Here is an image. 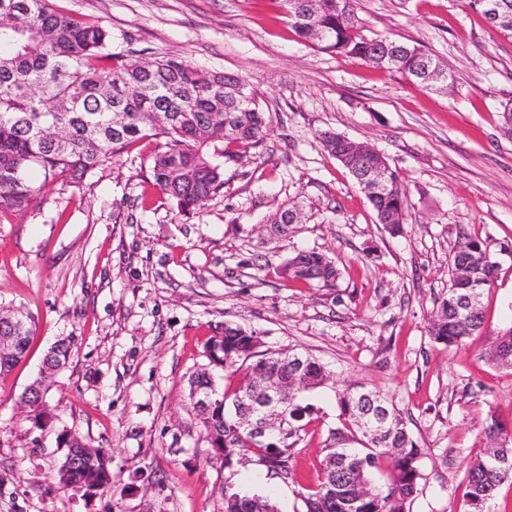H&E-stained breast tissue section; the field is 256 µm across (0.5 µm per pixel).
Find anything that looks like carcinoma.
<instances>
[{
    "instance_id": "obj_1",
    "label": "carcinoma",
    "mask_w": 512,
    "mask_h": 512,
    "mask_svg": "<svg viewBox=\"0 0 512 512\" xmlns=\"http://www.w3.org/2000/svg\"><path fill=\"white\" fill-rule=\"evenodd\" d=\"M355 0H283L291 27L321 51L360 59L377 67L416 77L425 57L416 45L389 36L368 37L355 11ZM13 23L0 28V213H22L41 194L34 173L46 180L80 182L112 158L147 138H162L151 157L152 184L190 212L224 191V165L238 161L228 147L257 148L269 122L256 95L238 77L223 72L201 73L190 63L169 56L148 65L112 52V31L95 22H82L55 9L51 0H0V14ZM47 125L65 132L59 143L42 134ZM339 134L321 135L324 149L356 180L376 219L390 221L398 235L406 223L409 198L394 170L387 189L376 193L361 180L368 158L351 149H337ZM505 244L466 238L457 243L448 264L447 296L437 307L429 328L436 342L451 346L479 333L482 304L463 309V289L484 293ZM284 277L337 287L335 262L314 250L298 251L282 268ZM35 321L24 314L20 338L0 359V375L25 357ZM254 330L226 324L208 340L209 367L189 380V387L216 390L211 409L199 414L210 444V457L231 470L247 453L283 479H296L292 460L305 442L307 427L321 413L314 394L335 390L338 424L323 441V469L316 487L301 493L306 512H405L406 502L422 479L421 448L388 396L363 384L335 389V373L305 354V388H292L291 350H260ZM69 345H60L43 358L47 368L34 381L47 391L55 373L68 361ZM487 360L512 368V327L498 335L485 352ZM239 377L238 383L213 388V370ZM284 383L283 405L288 432L268 441L254 438L225 408H246L252 393L242 383L261 377ZM34 425L48 422L49 412L34 389L20 397ZM484 455L467 471L463 512H490L496 489L512 483V432L492 424ZM63 449L58 468L64 487H112L111 450L87 449L72 433L57 437ZM224 512H279L277 504L260 494H246L234 485L224 488Z\"/></svg>"
}]
</instances>
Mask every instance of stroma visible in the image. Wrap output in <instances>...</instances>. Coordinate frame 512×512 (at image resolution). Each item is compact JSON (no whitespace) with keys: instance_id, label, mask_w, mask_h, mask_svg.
<instances>
[{"instance_id":"obj_1","label":"stroma","mask_w":512,"mask_h":512,"mask_svg":"<svg viewBox=\"0 0 512 512\" xmlns=\"http://www.w3.org/2000/svg\"><path fill=\"white\" fill-rule=\"evenodd\" d=\"M102 22L112 49L150 62L174 55L244 80L270 132L224 166V191L185 213L150 184L153 142L80 184L47 183L37 204L0 213V306L37 323L29 353L0 376V512H224V487L271 495L302 512L316 483L336 402L321 391L285 480L257 463L210 458L188 380L204 344L230 322L269 350L301 348L338 384L385 393L423 456L409 512H462L467 466L491 421L512 428V369L484 353L512 326V264L484 292L480 334L447 347L429 324L448 293L449 254L463 237L512 242V136L499 123L512 98V38L464 0H358L369 34L417 42L453 75L434 89L297 40L281 0H54ZM326 131L366 141L402 179L411 206L402 235L378 224L355 180L322 147ZM300 206L287 236L268 224ZM333 258L321 288L282 276L298 250ZM70 342L67 366L37 429L18 398L47 348ZM112 451V488L87 498L60 488L56 437Z\"/></svg>"}]
</instances>
